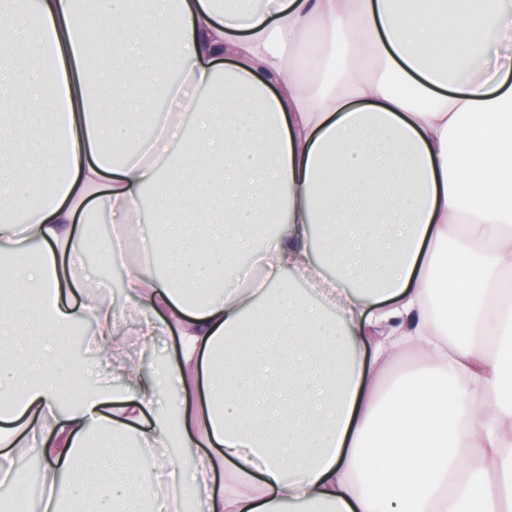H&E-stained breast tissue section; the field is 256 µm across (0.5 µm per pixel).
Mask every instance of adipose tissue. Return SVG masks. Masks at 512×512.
Listing matches in <instances>:
<instances>
[{"instance_id":"ef3b65f1","label":"adipose tissue","mask_w":512,"mask_h":512,"mask_svg":"<svg viewBox=\"0 0 512 512\" xmlns=\"http://www.w3.org/2000/svg\"><path fill=\"white\" fill-rule=\"evenodd\" d=\"M81 23L0 0V512H512V0H106L92 83ZM417 362L416 355L411 351H406L387 368L379 380V386L382 389H387L395 385L402 378L413 373Z\"/></svg>"}]
</instances>
